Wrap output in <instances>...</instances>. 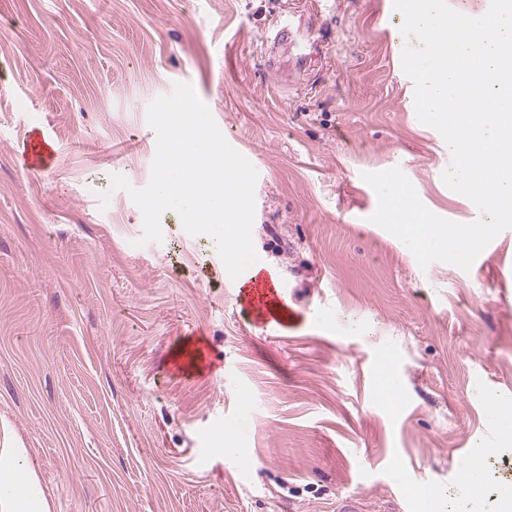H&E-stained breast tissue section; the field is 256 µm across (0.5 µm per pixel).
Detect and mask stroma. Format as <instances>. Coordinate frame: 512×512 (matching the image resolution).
<instances>
[{
    "label": "stroma",
    "instance_id": "stroma-1",
    "mask_svg": "<svg viewBox=\"0 0 512 512\" xmlns=\"http://www.w3.org/2000/svg\"><path fill=\"white\" fill-rule=\"evenodd\" d=\"M283 12L312 46L304 70L280 56L279 93L260 46ZM403 40L391 0H0V420L54 512H420L423 483L441 512H506L512 436L489 411L512 399V228L483 266L423 269L361 178L397 166L434 214L479 216L441 179ZM181 81L257 171L254 248L291 325L176 211L135 244L111 177L148 183L147 108ZM34 126L51 167L19 152ZM488 447L470 494L458 455Z\"/></svg>",
    "mask_w": 512,
    "mask_h": 512
}]
</instances>
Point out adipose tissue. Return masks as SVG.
<instances>
[{
	"instance_id": "adipose-tissue-1",
	"label": "adipose tissue",
	"mask_w": 512,
	"mask_h": 512,
	"mask_svg": "<svg viewBox=\"0 0 512 512\" xmlns=\"http://www.w3.org/2000/svg\"><path fill=\"white\" fill-rule=\"evenodd\" d=\"M28 450L17 445L9 424H0V512H52L38 474L27 464Z\"/></svg>"
}]
</instances>
